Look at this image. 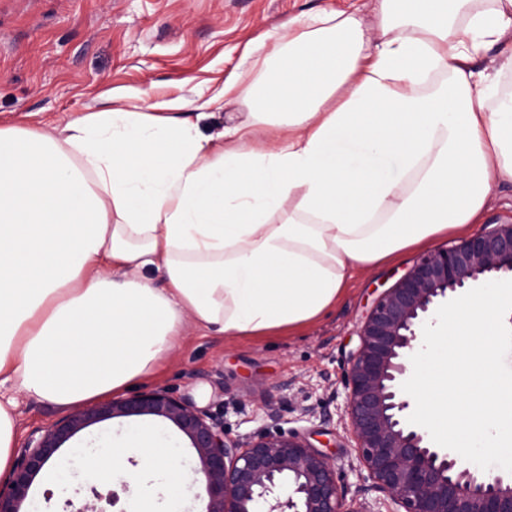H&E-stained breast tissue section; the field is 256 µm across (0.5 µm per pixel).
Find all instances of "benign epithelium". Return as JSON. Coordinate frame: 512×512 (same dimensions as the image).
<instances>
[{
  "instance_id": "benign-epithelium-1",
  "label": "benign epithelium",
  "mask_w": 512,
  "mask_h": 512,
  "mask_svg": "<svg viewBox=\"0 0 512 512\" xmlns=\"http://www.w3.org/2000/svg\"><path fill=\"white\" fill-rule=\"evenodd\" d=\"M512 275V223L488 224L422 256L374 301L345 375L348 420L372 488L404 512H512V482L487 479L408 422L402 384L423 325L481 278ZM156 416L195 449L206 480L205 512H351L329 456L297 431L266 428L232 438L224 418L164 388L87 405L35 430L0 482V512H21L45 464L76 433L105 419Z\"/></svg>"
}]
</instances>
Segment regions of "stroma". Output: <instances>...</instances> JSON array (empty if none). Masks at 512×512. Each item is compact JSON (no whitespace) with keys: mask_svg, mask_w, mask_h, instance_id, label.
Listing matches in <instances>:
<instances>
[{"mask_svg":"<svg viewBox=\"0 0 512 512\" xmlns=\"http://www.w3.org/2000/svg\"><path fill=\"white\" fill-rule=\"evenodd\" d=\"M371 0H0V125L51 129L90 112L128 103L159 115L195 118L196 104L248 70V51L292 16L369 10ZM402 251L354 271L328 315L287 336L227 341L185 325L176 351L132 391L162 387L200 408L223 412L231 436L278 422L311 442L329 440L348 512H396L372 488L342 416L346 359L379 293L420 257ZM19 443L63 412L16 396ZM61 493L39 474L30 493L44 512H76L90 499Z\"/></svg>","mask_w":512,"mask_h":512,"instance_id":"1","label":"stroma"}]
</instances>
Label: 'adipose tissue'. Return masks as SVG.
<instances>
[{"instance_id": "1", "label": "adipose tissue", "mask_w": 512, "mask_h": 512, "mask_svg": "<svg viewBox=\"0 0 512 512\" xmlns=\"http://www.w3.org/2000/svg\"><path fill=\"white\" fill-rule=\"evenodd\" d=\"M252 69L223 89L247 112L210 135L139 105L0 127V389L68 409L151 375L185 323L293 333L355 269L467 231L512 184V0H375L369 27L301 14ZM83 459L131 512H184L163 430Z\"/></svg>"}]
</instances>
